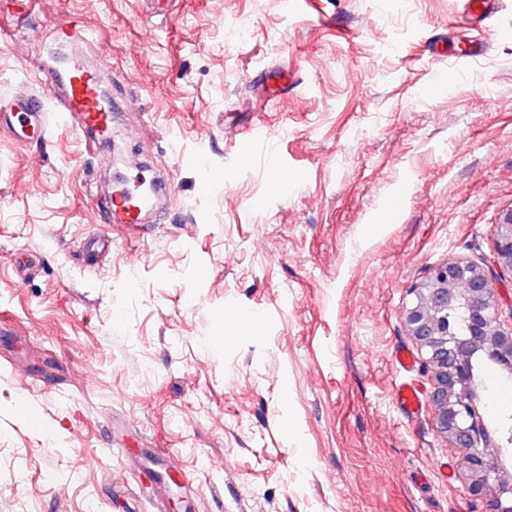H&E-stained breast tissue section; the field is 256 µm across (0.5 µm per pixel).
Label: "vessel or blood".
<instances>
[{
  "instance_id": "b4317fda",
  "label": "vessel or blood",
  "mask_w": 512,
  "mask_h": 512,
  "mask_svg": "<svg viewBox=\"0 0 512 512\" xmlns=\"http://www.w3.org/2000/svg\"><path fill=\"white\" fill-rule=\"evenodd\" d=\"M498 0H465L463 13L468 20L483 24L497 12ZM55 40L84 42L89 31L80 22L68 19L52 32ZM100 75L81 64H72L65 72L47 68L37 90L19 91L7 102L0 103V129L12 134L18 141L45 138L50 128V111H58L65 122L78 129L94 132L98 144H107V133L117 104L104 103L100 97ZM145 178H138L124 193L100 189L97 208L104 223L138 225L143 223L146 209L135 206L140 198ZM400 408L413 415L420 409L423 396L416 386L404 383L395 394Z\"/></svg>"
}]
</instances>
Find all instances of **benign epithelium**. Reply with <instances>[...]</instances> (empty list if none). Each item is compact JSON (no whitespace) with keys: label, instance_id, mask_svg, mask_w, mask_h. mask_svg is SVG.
Wrapping results in <instances>:
<instances>
[{"label":"benign epithelium","instance_id":"7a95c632","mask_svg":"<svg viewBox=\"0 0 512 512\" xmlns=\"http://www.w3.org/2000/svg\"><path fill=\"white\" fill-rule=\"evenodd\" d=\"M494 251L500 274L512 278V209L496 224ZM410 295L402 317L430 374L435 428L460 450L467 490L485 500V512H512V467L479 411L485 387L475 368L482 357L512 375V316L502 319L496 281L468 261L447 260L430 267ZM450 309L462 324L448 319Z\"/></svg>","mask_w":512,"mask_h":512}]
</instances>
